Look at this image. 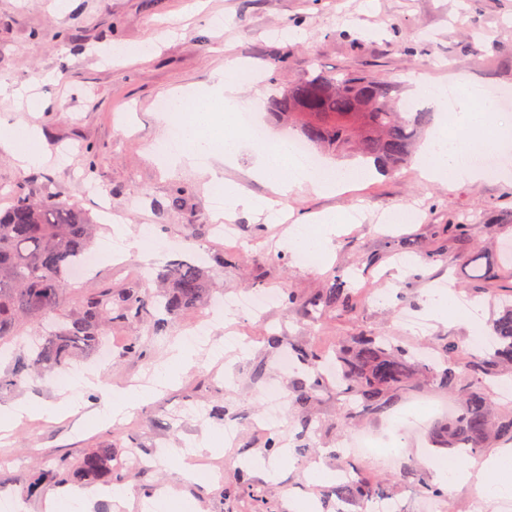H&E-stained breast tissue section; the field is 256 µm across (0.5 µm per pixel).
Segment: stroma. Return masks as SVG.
Masks as SVG:
<instances>
[{
  "instance_id": "35a3bbf8",
  "label": "stroma",
  "mask_w": 512,
  "mask_h": 512,
  "mask_svg": "<svg viewBox=\"0 0 512 512\" xmlns=\"http://www.w3.org/2000/svg\"><path fill=\"white\" fill-rule=\"evenodd\" d=\"M55 2L0 0V84L22 92L17 99L0 97V125L36 128L46 155L41 163L24 164L0 149V211L10 205V192L16 189L89 212L104 225L91 274L101 286L119 288L135 281L151 295L157 291L158 267L187 261L223 270L216 285L228 295L259 280L303 297L339 274L355 287L371 286L381 300L361 304L356 317L329 315L316 324L303 311L282 304L228 326L214 323L212 347L223 346L231 329L249 340L247 349L224 355L232 383L212 373L208 352L200 351L194 366L112 425L89 426L87 416L100 399L93 390L83 391L68 416L25 420L0 441V500L21 504L24 512H44L50 485L28 487L39 463L73 460L108 444L116 458L128 446L139 447L146 464L126 471V503L101 496L89 512H140L141 500L158 495L163 512H187L191 502L200 512H290L292 500L311 506L312 512H336L332 482L310 475L307 459L294 452L304 441L295 410H288L276 426L284 452H268L256 428L267 410L264 388L277 386L287 403L303 377L299 371H280V352L268 343V334L318 351L364 327L409 340L398 315L426 312L430 289L454 282L460 303H470L468 273L455 259L474 251L490 262L496 287L512 288V266L500 262L503 245L512 244V185L496 178L451 187L429 183L411 161L339 195L320 194L307 185L264 214L238 213L236 236L227 239L214 230L209 174L186 162L162 164L156 148L170 116L158 111L157 102L220 78L234 82L232 64L242 62L257 78L242 84L241 97L259 101L256 117L276 138L283 126L269 120L264 105L271 92L287 90L313 61L331 74L353 72L396 85L403 101L413 100V81L421 77L448 84L465 79L512 92V0H63L61 10ZM118 45L144 46L148 53L137 60L118 57L112 53ZM261 160L260 144L248 141L236 163L221 173L247 193L266 196L267 185L252 176ZM97 185L109 193V211L101 209L93 191ZM405 207L415 210L412 223L383 227L384 212ZM328 211L347 216L329 260L320 267L296 262L288 249L289 227L295 218L313 221ZM460 222L492 224L496 230L478 237L445 232V225ZM147 228L164 246L151 259L144 256ZM116 241L125 250L122 268L104 250ZM495 312L486 301L479 307V324L428 321L424 339L433 343L451 336L471 347L482 323ZM202 315L199 309L186 313L172 323L168 335L155 339L146 324H113L111 358L92 355L82 365L107 386L153 385L168 364L172 345ZM135 336L149 349L141 361L122 355ZM192 399L215 408V415L203 420L185 415L183 408ZM308 412L318 428L313 436L318 457L327 470H336L337 448L361 423L337 427L332 382ZM229 421L239 431L233 444L224 441ZM388 435L402 446L390 465L357 460L381 479L392 478L401 461L422 457L429 447L424 433L393 428ZM205 439L224 446L216 458L224 465L225 482L247 470L254 486L263 490L262 505H254L247 492L227 501L222 484L186 482L172 471L168 459L173 451Z\"/></svg>"
}]
</instances>
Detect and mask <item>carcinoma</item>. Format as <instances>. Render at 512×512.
Segmentation results:
<instances>
[{
  "instance_id": "1",
  "label": "carcinoma",
  "mask_w": 512,
  "mask_h": 512,
  "mask_svg": "<svg viewBox=\"0 0 512 512\" xmlns=\"http://www.w3.org/2000/svg\"><path fill=\"white\" fill-rule=\"evenodd\" d=\"M393 88L364 76L343 73L336 77L314 67L288 92L270 98L267 106L275 119L288 118L296 133L316 149L336 156L359 158L380 171L396 168L411 157L414 143L431 121L429 112H406L397 106ZM100 225L82 208L53 198L38 201L17 196L0 212V348L24 334V324L37 321L44 329L29 336L26 359L0 377V387L22 389L28 384L72 366L82 356L99 350L116 321H141L155 308L164 317L150 324L158 336L185 313L205 306L213 292L214 277L191 262L160 267L157 280L166 292L155 301L136 282L118 291L90 289L78 306H69L65 287L70 269L90 252ZM472 271L477 292L500 303L498 316L489 324L492 348L473 347L463 352L452 337L434 347L436 358L427 360L419 346L402 344L392 336L361 330L336 345L333 361L336 390L343 396L336 424L354 417L387 412L402 394L417 387L448 390L458 401L448 421L431 430L432 445L448 450L467 465L490 448L512 447V405L497 402L495 384L512 382V290L504 295L489 282L482 255L462 258ZM360 292L342 277L333 275L317 294L299 301L285 289L280 300L290 308L301 306L308 317L328 313L353 317ZM288 351L307 367L306 380L294 392L293 406L306 431H315L304 410L325 384L321 373L327 358L288 345ZM112 446L93 448L78 459H66L39 470L44 482L88 486L121 480V468L112 463ZM342 466L355 478L339 483L331 494L354 505L353 512L376 495H389L390 485L366 475L352 461ZM434 467L413 461L403 464L400 480L412 483L430 498L443 500L445 487L434 482Z\"/></svg>"
}]
</instances>
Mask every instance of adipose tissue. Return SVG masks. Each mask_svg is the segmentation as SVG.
I'll return each instance as SVG.
<instances>
[{"mask_svg": "<svg viewBox=\"0 0 512 512\" xmlns=\"http://www.w3.org/2000/svg\"><path fill=\"white\" fill-rule=\"evenodd\" d=\"M203 104L191 107L187 96L177 95L173 98L174 112H193L196 120L184 128V144L181 150L166 154L165 160L170 164L180 163L190 157H221L225 162H232L240 148V140L233 135L220 132L219 127L226 117L236 112L240 103L237 86L216 81L202 93ZM495 105L489 100L463 98L458 102L455 112L456 134H449L447 129H439L425 144L420 154L418 165L426 181L455 185L460 179L477 182L485 177L484 169L478 160L479 133L487 128ZM256 175L265 180L271 188L272 197H257L244 193L237 185L223 179L219 174H212L210 182L214 189L224 194V209L215 213V223L232 218L238 210L261 212L271 209L275 197H287L297 186L290 173L286 159L278 162L264 161L257 169ZM340 216L327 213L319 218L318 227H311L307 221H297L289 236V243L296 251L309 253L313 257H324L332 235L339 230ZM153 388H112L103 393V407L97 410L93 420L107 424L151 399ZM498 474L499 479L493 483L483 480L485 472ZM439 482L453 486L456 484H475L479 497H512V451H502L484 459L479 468L440 467L436 470Z\"/></svg>", "mask_w": 512, "mask_h": 512, "instance_id": "ef3b65f1", "label": "adipose tissue"}]
</instances>
